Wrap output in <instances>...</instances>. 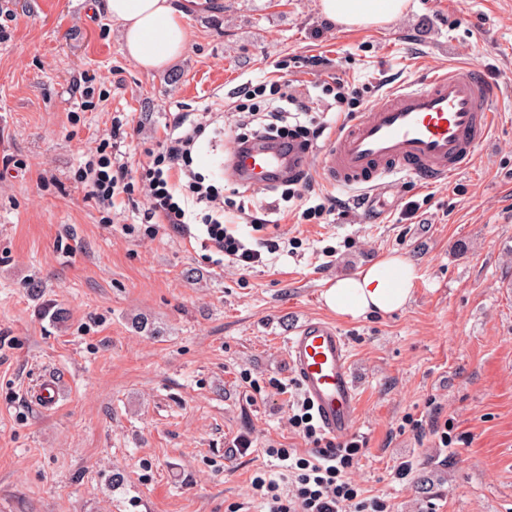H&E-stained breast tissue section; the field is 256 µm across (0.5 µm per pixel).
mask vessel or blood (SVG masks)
Listing matches in <instances>:
<instances>
[{"label": "vessel or blood", "mask_w": 512, "mask_h": 512, "mask_svg": "<svg viewBox=\"0 0 512 512\" xmlns=\"http://www.w3.org/2000/svg\"><path fill=\"white\" fill-rule=\"evenodd\" d=\"M495 93L478 68L447 69L386 93L364 111L341 121L322 146H284L256 138L230 142L229 172L254 190H266L285 176L306 170L318 156L317 174L325 182L357 189V206L369 218L367 196L388 177L433 184L468 167L491 135ZM293 377L310 404L321 431L347 439L359 419V388L349 347L335 323L310 318L286 341Z\"/></svg>", "instance_id": "1"}]
</instances>
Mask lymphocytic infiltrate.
Returning <instances> with one entry per match:
<instances>
[{"label":"lymphocytic infiltrate","mask_w":512,"mask_h":512,"mask_svg":"<svg viewBox=\"0 0 512 512\" xmlns=\"http://www.w3.org/2000/svg\"><path fill=\"white\" fill-rule=\"evenodd\" d=\"M249 100L250 111L261 116L262 122L253 134L240 132L237 142L250 136L318 139L324 125L296 124L286 127L289 110L305 115L312 110L310 92L299 85L285 98L270 95L258 100V88L247 85L241 90ZM214 112L191 114L180 112L174 116L165 143L158 153L149 154L140 170L113 162L111 154L125 146L129 137L128 119L113 117L108 132L109 153L88 159L79 170L78 179L88 200L102 210H111L117 196L142 198L145 221L166 225L174 234L191 236L188 204L201 207V246L214 254L217 267L231 266L248 269L262 261L263 239L246 244L231 233L224 223V197L213 185L207 184L192 168V152L206 127L218 121ZM311 406L306 400H297L288 421L291 427L313 445L311 456L302 457L285 448L268 449V456L285 461L295 477L292 491H282L275 481L255 476L251 482L254 494L268 507V512H390L386 499L363 496L358 485L347 475L354 461L367 443L354 436L342 442L327 440L309 415Z\"/></svg>","instance_id":"f902f5d3"}]
</instances>
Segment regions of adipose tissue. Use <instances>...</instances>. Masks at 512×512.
<instances>
[{
  "instance_id": "1",
  "label": "adipose tissue",
  "mask_w": 512,
  "mask_h": 512,
  "mask_svg": "<svg viewBox=\"0 0 512 512\" xmlns=\"http://www.w3.org/2000/svg\"><path fill=\"white\" fill-rule=\"evenodd\" d=\"M406 7L407 0H320L322 15L344 27L386 24ZM100 8L117 23L123 54L144 72L162 70L183 54L187 14L177 0H102ZM417 277L412 261L390 254L328 283L321 296L342 318L391 314L410 304Z\"/></svg>"
}]
</instances>
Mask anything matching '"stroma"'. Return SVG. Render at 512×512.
Listing matches in <instances>:
<instances>
[{"label":"stroma","mask_w":512,"mask_h":512,"mask_svg":"<svg viewBox=\"0 0 512 512\" xmlns=\"http://www.w3.org/2000/svg\"><path fill=\"white\" fill-rule=\"evenodd\" d=\"M8 6L17 19L0 42V512H265L253 476L288 481L268 445L311 449L288 425L301 393L286 339L328 316L329 281L392 252L417 268L410 305L338 322L367 442L351 477L391 512H512V0H409L392 22L348 31L319 0H222L189 15L185 53L150 74L89 0ZM436 60L479 65L499 90L500 122L453 181L384 185L385 209L369 224L350 191L320 181L290 199L230 179L233 132L206 128L192 167L222 189L226 224L243 241L279 245L250 269L215 267L198 242L164 228L126 234L144 207L123 196L122 223L106 224L74 179L119 114L133 120L123 160L136 168L161 150L172 114L229 112L243 84H312L314 120L335 124L323 82L341 78L364 107ZM325 197L334 213L307 219ZM242 202L265 219L262 233ZM140 317L147 330L135 328ZM47 374L64 383L52 407L35 395ZM432 398L453 426L446 448L402 428ZM242 435L251 447L233 452Z\"/></svg>","instance_id":"35a3bbf8"}]
</instances>
